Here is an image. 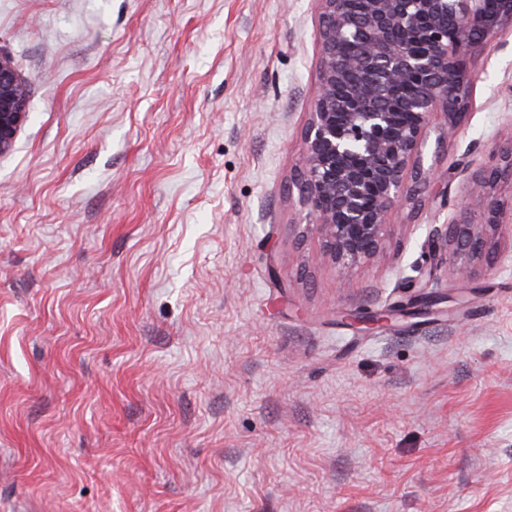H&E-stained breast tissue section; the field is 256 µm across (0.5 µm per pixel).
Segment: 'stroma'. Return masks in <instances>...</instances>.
Instances as JSON below:
<instances>
[{"mask_svg":"<svg viewBox=\"0 0 512 512\" xmlns=\"http://www.w3.org/2000/svg\"><path fill=\"white\" fill-rule=\"evenodd\" d=\"M317 0H0V512H512V267L423 283L512 136V33L416 215L341 284L288 182ZM366 336L343 311L412 293ZM28 86L12 60L0 54V157L10 153L28 117Z\"/></svg>","mask_w":512,"mask_h":512,"instance_id":"35a3bbf8","label":"stroma"}]
</instances>
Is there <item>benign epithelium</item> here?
Masks as SVG:
<instances>
[{"label": "benign epithelium", "mask_w": 512, "mask_h": 512, "mask_svg": "<svg viewBox=\"0 0 512 512\" xmlns=\"http://www.w3.org/2000/svg\"><path fill=\"white\" fill-rule=\"evenodd\" d=\"M319 0L317 91L302 130L303 164L292 176L304 222L322 257L347 283L359 266L379 262L394 214L421 207L434 179L425 164L430 139L444 148L469 110L476 78L470 61L512 27V0ZM28 86L0 54V157L10 153L28 117ZM444 126H435L437 118ZM512 183V138L474 171L455 215L436 224L429 248L436 263L472 280L512 259V207L495 196ZM484 207L476 221L472 206ZM508 239V254L501 250ZM395 310L344 319L363 333L385 327Z\"/></svg>", "instance_id": "obj_1"}]
</instances>
